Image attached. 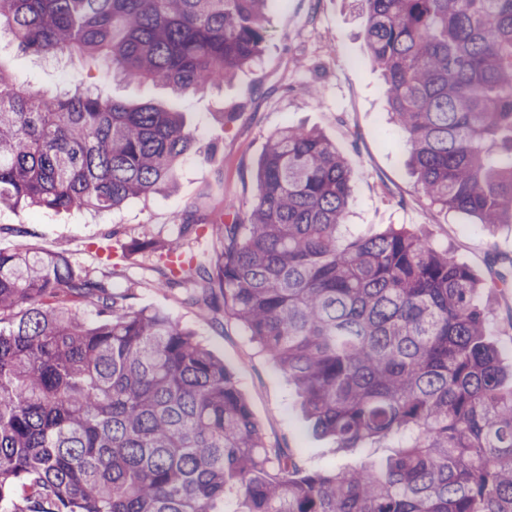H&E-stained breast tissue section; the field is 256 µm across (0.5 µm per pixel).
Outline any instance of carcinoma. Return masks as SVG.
Segmentation results:
<instances>
[{
  "label": "carcinoma",
  "instance_id": "carcinoma-1",
  "mask_svg": "<svg viewBox=\"0 0 512 512\" xmlns=\"http://www.w3.org/2000/svg\"><path fill=\"white\" fill-rule=\"evenodd\" d=\"M417 190L491 231L512 223V0H355ZM267 0H0L21 50L102 60L177 98L261 54ZM183 113L51 94L0 67V206L107 213L170 193ZM352 171L322 134L285 127L245 214L195 210L210 259L158 286L233 319L288 376L336 451L384 462L301 472L266 445L224 362L167 313L137 309L61 252L0 249V503L13 512H512V386L483 284L405 228L347 239ZM489 288L512 286L494 256ZM93 303L86 322L76 304Z\"/></svg>",
  "mask_w": 512,
  "mask_h": 512
}]
</instances>
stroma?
<instances>
[{
  "mask_svg": "<svg viewBox=\"0 0 512 512\" xmlns=\"http://www.w3.org/2000/svg\"><path fill=\"white\" fill-rule=\"evenodd\" d=\"M266 26L268 36L256 64L230 82L180 101L158 83L105 79L101 66L78 56L39 63L0 43V66L33 89L53 92L77 79L128 104L176 103L195 133L172 194L131 199L120 211L98 216L1 208L0 248L65 253L75 268L110 280L114 292L129 295L134 307L164 311L192 330L234 375L266 444L292 450L301 469L378 463L389 448L336 452L330 439L314 431L287 376L243 329L223 315L201 313L190 299L191 287H158L155 255L131 251V244L177 239L196 260L206 259L211 237L180 238L183 217L194 209L245 212L256 192V168L269 138L285 126L321 132L352 168L353 235L370 236L392 224L424 229L485 281L491 276L490 252L512 255V224L500 225L491 235L469 216L430 209L417 193L404 139L389 121L381 73L368 58L365 19L349 0H268ZM474 302L489 313L488 339L504 367L511 369L512 289L480 290Z\"/></svg>",
  "mask_w": 512,
  "mask_h": 512,
  "instance_id": "1",
  "label": "stroma"
}]
</instances>
